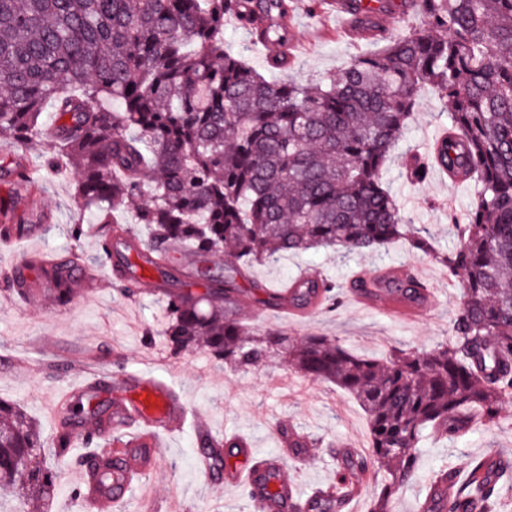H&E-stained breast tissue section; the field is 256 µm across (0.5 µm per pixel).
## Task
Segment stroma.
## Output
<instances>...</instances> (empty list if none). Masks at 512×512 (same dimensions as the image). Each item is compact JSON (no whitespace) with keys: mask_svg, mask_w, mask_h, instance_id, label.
Masks as SVG:
<instances>
[{"mask_svg":"<svg viewBox=\"0 0 512 512\" xmlns=\"http://www.w3.org/2000/svg\"><path fill=\"white\" fill-rule=\"evenodd\" d=\"M311 0H288L292 8L290 37L293 43L290 73L300 79L325 78L338 72L352 58L374 51V42L356 38L336 25L335 11L321 4L310 13ZM224 41L260 73L277 46L253 43L251 35L234 21L224 25ZM448 121L433 89H423L418 108L388 162L385 182L402 205L415 230L426 232L437 250L448 251L458 241L449 212H462L475 195L474 187L449 183L446 174L432 171L420 184L406 182L402 175L404 154L413 148L426 150L436 131ZM35 184L17 187L0 178V212L12 223H31L35 215L49 217L47 230L0 248V399L23 406L39 424L45 439H53L56 421L45 406L48 391L65 394L81 381L66 376L60 365L75 359L85 346L100 352V371L131 372L155 377L175 390L187 404L210 422L214 434H238L250 439L256 455L271 456L280 450L276 426H292L311 435L304 461L289 460L287 472L305 492L335 482L339 473L337 446L341 443L369 444V429L357 402L331 384H323L288 371L278 362L266 367L238 371L216 366L202 352L170 358L159 346H146V330L161 331L164 314L156 294L135 298L118 292L110 265L99 263L100 233L89 214L81 213L74 201L76 174L68 168L55 172L36 170ZM451 206H443V199ZM83 222L80 241L70 240L68 224ZM82 253L87 271L76 285L72 302L62 308L49 300L29 306L7 289V280L25 257L36 253L63 255ZM420 266L428 276L435 297L433 312L425 318L406 321L383 311L355 304L350 283L359 271L374 273L383 268ZM314 271L336 283L339 302L301 324H289L277 315L251 318L241 308L244 323L255 331L281 329L292 338L324 334L342 340L353 351L382 357L392 348L419 351L431 349L452 336V326L462 295V284L451 280L434 259L398 241L371 254L348 256L330 250L309 251L279 262L258 265L251 279L273 290ZM162 458L155 471L142 477L119 512H167L170 501H178L181 512H251L242 488L207 483L197 472L199 443L192 424L161 437ZM87 448L72 443L69 455L56 468L57 478L45 512H84L76 495L73 477L85 464ZM489 454L512 460V403L502 410L500 423L449 443L427 439L421 450L417 480L404 486L389 504L390 512H406L414 498L427 494L425 478L443 467L465 470L468 463Z\"/></svg>","mask_w":512,"mask_h":512,"instance_id":"stroma-1","label":"stroma"}]
</instances>
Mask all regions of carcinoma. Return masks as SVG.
<instances>
[{"label":"carcinoma","instance_id":"1","mask_svg":"<svg viewBox=\"0 0 512 512\" xmlns=\"http://www.w3.org/2000/svg\"><path fill=\"white\" fill-rule=\"evenodd\" d=\"M360 25L384 45L318 82L287 75L288 58L268 61L283 76L268 79L224 50V22L260 25L265 43L288 40V0H0V136L34 146L32 166L9 173L31 179V167L65 164L78 174L75 197L100 225V249L123 245L171 281L173 253L227 257L224 275L200 267L201 294L157 288L166 323L163 351L177 357L203 351L236 370L263 366L277 354L285 367L333 384L362 408L369 458L347 453L349 472L373 460L380 491L369 512H389L390 499L417 478L419 448L439 431L454 441L499 423L512 401V0H400L420 11L425 28L389 37L378 17L391 0H347ZM431 86L449 104L448 135L431 154L460 184L478 192L461 214L460 243L435 255L449 278L462 281L450 340L428 351L396 348L387 357L355 353L330 336L292 340L279 329L260 334L235 313L254 265L311 249L348 253L380 249L401 238L430 254L429 239L409 231V219L384 182V170ZM55 112V134L44 135V105ZM436 162L405 155L406 177L420 184ZM142 225L144 239L112 227L115 212ZM79 258L48 274L56 307L75 294ZM299 299L329 280L296 281ZM389 288L419 295L413 278ZM88 410L77 402L47 443L19 404L0 399V500L51 496L71 430ZM101 435L95 466L112 482V449ZM455 483L454 498L477 499L475 512H504L512 467L496 488L472 478ZM311 512H340L336 496L315 499Z\"/></svg>","mask_w":512,"mask_h":512}]
</instances>
